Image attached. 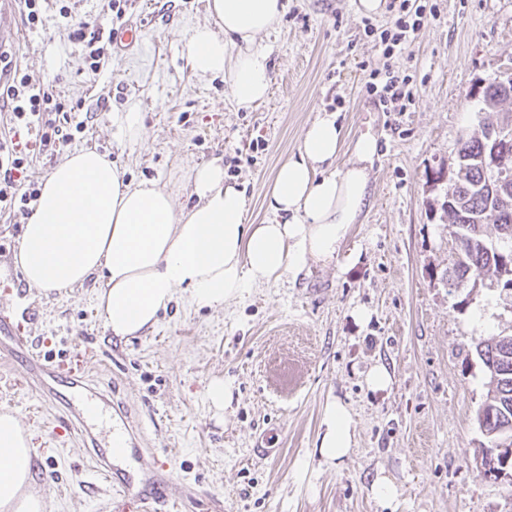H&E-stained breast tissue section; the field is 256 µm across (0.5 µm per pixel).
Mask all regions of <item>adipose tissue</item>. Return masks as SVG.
I'll return each instance as SVG.
<instances>
[{
  "label": "adipose tissue",
  "mask_w": 512,
  "mask_h": 512,
  "mask_svg": "<svg viewBox=\"0 0 512 512\" xmlns=\"http://www.w3.org/2000/svg\"><path fill=\"white\" fill-rule=\"evenodd\" d=\"M214 25L186 37L187 61L196 75H223L237 109L268 96V52L256 40L279 21L281 0H208ZM335 115L304 131L297 156L278 168L268 195L274 216L246 221L248 202L225 184L219 161L199 165L190 183L194 205L175 208L159 183L133 184L106 155L71 152L44 181L24 226L18 265L28 287L63 291L98 276L97 309L120 339L153 328L186 291L192 305L220 308L249 289L278 283L309 262L336 260L367 204L370 169L378 143L357 139L347 163L328 172L343 146ZM320 452L346 457L354 445L353 420L331 404ZM32 435L11 412H0V512H45L34 492Z\"/></svg>",
  "instance_id": "obj_1"
}]
</instances>
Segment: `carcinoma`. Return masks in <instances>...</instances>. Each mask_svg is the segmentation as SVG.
I'll use <instances>...</instances> for the list:
<instances>
[{
	"mask_svg": "<svg viewBox=\"0 0 512 512\" xmlns=\"http://www.w3.org/2000/svg\"><path fill=\"white\" fill-rule=\"evenodd\" d=\"M507 99L498 86L490 84L483 92V109L493 111ZM486 128L483 124L463 135L457 149L451 206L446 210L450 234L459 247L448 274L451 288H475L484 272L493 273L503 285L512 279V259L502 260V255H512V178L506 189L497 185L502 172L512 173V147L496 171L484 170L478 158L488 150ZM487 224L496 226V239L485 234ZM475 351L490 376V389L476 420L494 444L505 433L512 436V333L481 340Z\"/></svg>",
	"mask_w": 512,
	"mask_h": 512,
	"instance_id": "obj_1",
	"label": "carcinoma"
}]
</instances>
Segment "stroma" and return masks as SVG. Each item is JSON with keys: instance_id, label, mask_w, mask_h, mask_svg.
Segmentation results:
<instances>
[{"instance_id": "35a3bbf8", "label": "stroma", "mask_w": 512, "mask_h": 512, "mask_svg": "<svg viewBox=\"0 0 512 512\" xmlns=\"http://www.w3.org/2000/svg\"><path fill=\"white\" fill-rule=\"evenodd\" d=\"M432 2L435 15L388 59L379 34L394 8L361 17L352 0H283L275 31L258 39L269 95L250 111L236 109L223 75L202 79L187 63L185 37L208 23L207 0H127L121 22L139 24L142 40L95 73L71 22L97 15L103 0H67V19L46 0L42 28L20 25L13 61L86 113L70 149L108 155L126 180L158 182L176 206L188 202L187 175L220 157L225 181L247 197V223H267L276 171L323 111L343 128L339 162L361 136L379 146L369 204L335 264H309L221 308L178 293L153 330L124 340L96 310L95 279L61 292L27 286L15 264L23 227L0 213V310L26 333L21 345L0 334V410L33 435L46 512H137L88 470L86 448L25 382L28 354L59 360L77 347L112 399L98 430L126 428L140 465L168 462L163 496L177 512H207L209 496L223 512H512V477L484 476L477 456L489 376L475 352L478 340L512 332V302L490 275L448 289L456 243L441 204L452 183L426 185L428 170H453L463 133L512 116V100L494 112L480 104L490 81L512 79V0ZM387 64L411 77L412 100L385 105L367 93L370 72ZM132 105L144 115L134 140L112 123ZM258 140L264 149L252 152ZM377 364L392 374L383 390L366 383ZM215 378L230 391L219 415L206 398ZM336 401L352 413L356 442L330 461L319 445ZM269 432L273 457L255 451ZM382 479L392 503L376 495Z\"/></svg>"}]
</instances>
